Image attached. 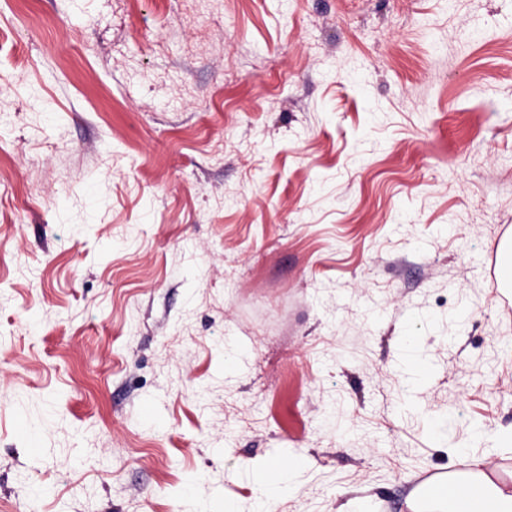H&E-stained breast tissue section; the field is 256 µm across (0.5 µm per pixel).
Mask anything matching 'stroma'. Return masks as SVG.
<instances>
[{"label": "stroma", "mask_w": 512, "mask_h": 512, "mask_svg": "<svg viewBox=\"0 0 512 512\" xmlns=\"http://www.w3.org/2000/svg\"><path fill=\"white\" fill-rule=\"evenodd\" d=\"M0 112V512L512 476V0H0Z\"/></svg>", "instance_id": "stroma-1"}]
</instances>
